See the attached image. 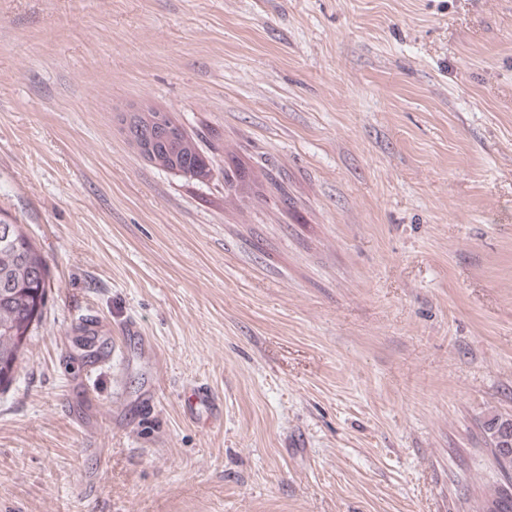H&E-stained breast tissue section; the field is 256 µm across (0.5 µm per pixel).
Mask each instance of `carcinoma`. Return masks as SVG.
Segmentation results:
<instances>
[{"label": "carcinoma", "instance_id": "cac0c4a2", "mask_svg": "<svg viewBox=\"0 0 512 512\" xmlns=\"http://www.w3.org/2000/svg\"><path fill=\"white\" fill-rule=\"evenodd\" d=\"M159 166L204 181L214 170L224 177V195H238L250 182L249 172L233 163L216 164L197 141L173 135L157 148ZM44 256L9 215L0 212V388L9 386L28 352L34 325L40 320L49 288ZM490 454L501 478L492 495L482 500L483 512H512V494L503 485L512 480V463L503 462L502 449L512 455V419L494 418L485 424Z\"/></svg>", "mask_w": 512, "mask_h": 512}]
</instances>
